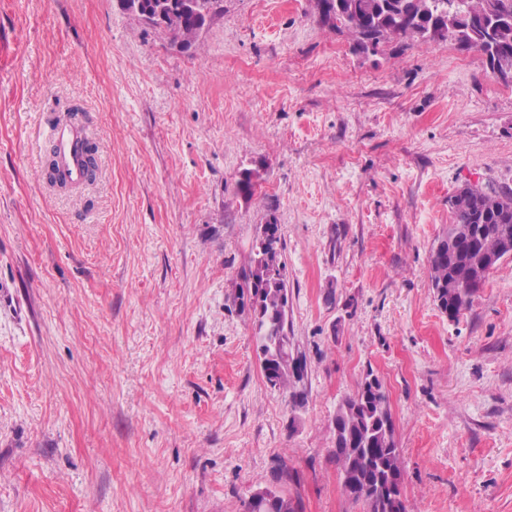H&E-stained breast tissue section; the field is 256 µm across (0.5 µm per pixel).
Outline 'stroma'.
Returning a JSON list of instances; mask_svg holds the SVG:
<instances>
[{
	"label": "stroma",
	"instance_id": "35a3bbf8",
	"mask_svg": "<svg viewBox=\"0 0 512 512\" xmlns=\"http://www.w3.org/2000/svg\"><path fill=\"white\" fill-rule=\"evenodd\" d=\"M351 43L315 0H224L186 52L120 0H0V512H241L281 456L304 512H365L331 421L370 371L406 512H512V257L454 321L428 263L449 196L512 188V85ZM74 104L100 152L67 193L35 159ZM272 217L301 404L229 297Z\"/></svg>",
	"mask_w": 512,
	"mask_h": 512
}]
</instances>
